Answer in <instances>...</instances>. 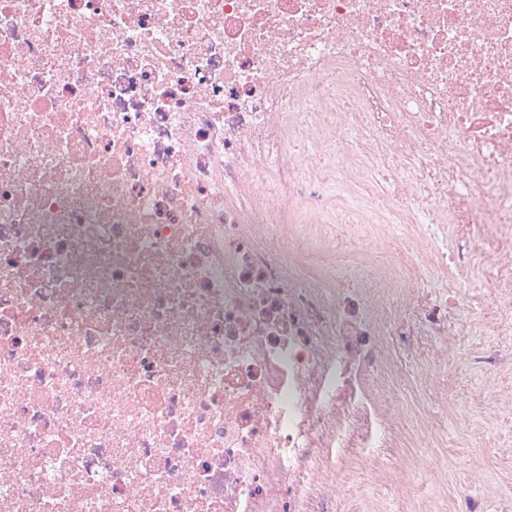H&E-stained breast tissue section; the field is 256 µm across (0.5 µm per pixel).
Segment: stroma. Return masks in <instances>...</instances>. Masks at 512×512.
I'll use <instances>...</instances> for the list:
<instances>
[{"instance_id": "stroma-1", "label": "stroma", "mask_w": 512, "mask_h": 512, "mask_svg": "<svg viewBox=\"0 0 512 512\" xmlns=\"http://www.w3.org/2000/svg\"><path fill=\"white\" fill-rule=\"evenodd\" d=\"M467 293L451 311L447 363L430 361L422 337L398 336L401 384L376 367L366 375L394 413L435 419L429 446L407 434L387 448L368 429L353 433L328 461L336 496L324 512H512V331L471 333L486 303Z\"/></svg>"}]
</instances>
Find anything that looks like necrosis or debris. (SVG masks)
Masks as SVG:
<instances>
[{"instance_id": "1", "label": "necrosis or debris", "mask_w": 512, "mask_h": 512, "mask_svg": "<svg viewBox=\"0 0 512 512\" xmlns=\"http://www.w3.org/2000/svg\"><path fill=\"white\" fill-rule=\"evenodd\" d=\"M470 282L512 325V0H0V512H321Z\"/></svg>"}]
</instances>
